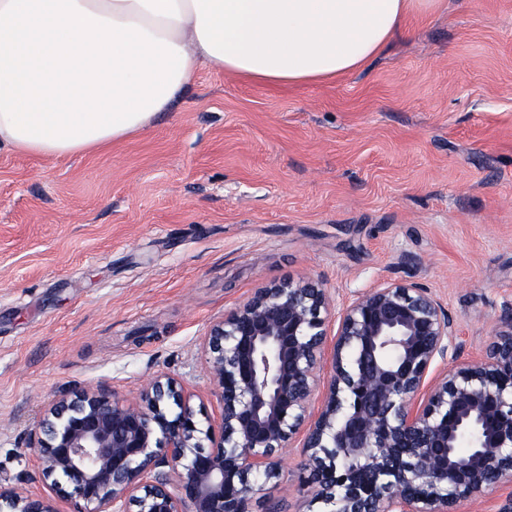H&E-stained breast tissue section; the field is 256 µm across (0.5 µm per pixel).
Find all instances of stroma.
Returning <instances> with one entry per match:
<instances>
[{
  "label": "stroma",
  "mask_w": 512,
  "mask_h": 512,
  "mask_svg": "<svg viewBox=\"0 0 512 512\" xmlns=\"http://www.w3.org/2000/svg\"><path fill=\"white\" fill-rule=\"evenodd\" d=\"M362 69L268 85L200 69L143 131L64 157L0 152V482L42 479L37 420L165 372L215 417L210 325L272 282L342 309L422 284L462 358L512 310V0H444ZM293 440L251 512H321Z\"/></svg>",
  "instance_id": "stroma-1"
}]
</instances>
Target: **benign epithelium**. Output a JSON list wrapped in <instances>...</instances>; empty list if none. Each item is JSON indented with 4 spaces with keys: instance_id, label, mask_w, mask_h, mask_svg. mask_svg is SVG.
<instances>
[{
    "instance_id": "obj_1",
    "label": "benign epithelium",
    "mask_w": 512,
    "mask_h": 512,
    "mask_svg": "<svg viewBox=\"0 0 512 512\" xmlns=\"http://www.w3.org/2000/svg\"><path fill=\"white\" fill-rule=\"evenodd\" d=\"M330 304L318 282L281 281L211 325L216 419L167 374L135 401L101 385L62 395L35 426L43 480L71 512H250L252 476L278 477L299 432L323 512H455L512 475V312L485 357L463 359L450 313L418 284L354 295L334 328ZM0 512L58 510L0 484Z\"/></svg>"
}]
</instances>
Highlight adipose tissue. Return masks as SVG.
<instances>
[{"mask_svg":"<svg viewBox=\"0 0 512 512\" xmlns=\"http://www.w3.org/2000/svg\"><path fill=\"white\" fill-rule=\"evenodd\" d=\"M442 0H0V149L83 153L149 127L199 66L353 72Z\"/></svg>","mask_w":512,"mask_h":512,"instance_id":"adipose-tissue-1","label":"adipose tissue"}]
</instances>
